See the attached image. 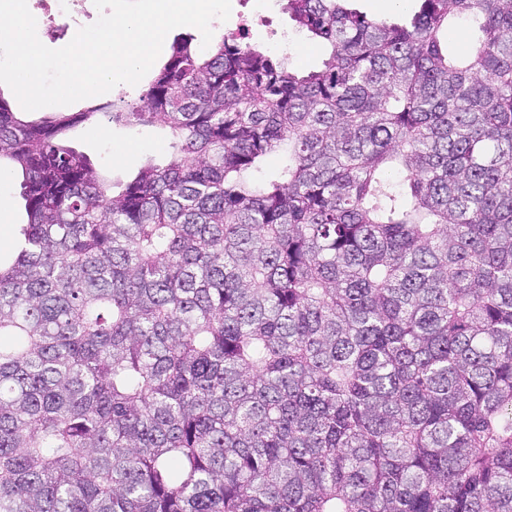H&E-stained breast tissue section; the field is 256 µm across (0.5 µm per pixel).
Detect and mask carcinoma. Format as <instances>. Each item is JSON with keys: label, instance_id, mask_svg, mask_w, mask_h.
Wrapping results in <instances>:
<instances>
[{"label": "carcinoma", "instance_id": "cac0c4a2", "mask_svg": "<svg viewBox=\"0 0 512 512\" xmlns=\"http://www.w3.org/2000/svg\"><path fill=\"white\" fill-rule=\"evenodd\" d=\"M419 2L285 0L305 75L183 34L121 106L0 96V512H512V0ZM101 115L166 161L106 179ZM102 130L79 126L69 132L73 147L87 155L101 172L114 183L133 178L149 158L166 160L169 139L163 130L151 126H128L103 119ZM119 153L123 156L116 162ZM113 155V159H112ZM113 160V162H112ZM21 180L19 173L10 174L3 169L0 172V213L2 210L6 215L4 221L0 219V247L1 240L4 243L2 250L10 245L18 225L26 223L24 202L20 197Z\"/></svg>", "mask_w": 512, "mask_h": 512}]
</instances>
